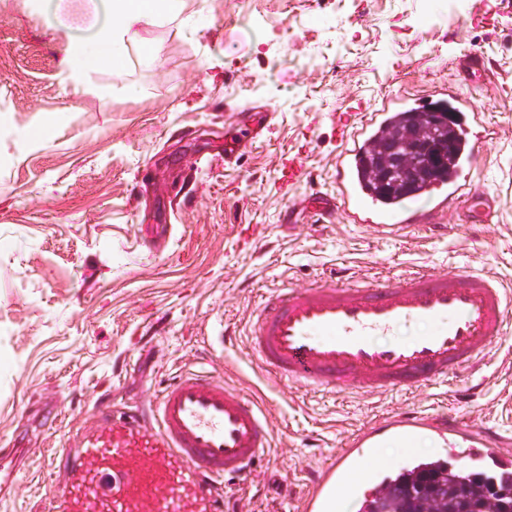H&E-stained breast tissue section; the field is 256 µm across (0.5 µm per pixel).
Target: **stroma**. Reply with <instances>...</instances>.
Instances as JSON below:
<instances>
[{"mask_svg": "<svg viewBox=\"0 0 512 512\" xmlns=\"http://www.w3.org/2000/svg\"><path fill=\"white\" fill-rule=\"evenodd\" d=\"M47 4L0 0V442L22 450L0 470L10 512H49L52 450L99 397L146 404L192 371L268 414L269 454L224 482L234 512H300L310 478L392 411L442 406L512 442V332L474 396L465 372L414 391L313 394L248 352L262 290L311 285L337 264L361 280L471 269L512 282V0H177V21L145 25L121 70L79 76ZM469 52L482 79L459 63ZM444 84L497 130L470 173L497 199L490 222L449 212L444 238L384 236L337 213L315 223L301 203L336 193L333 112ZM255 126L259 143L224 160L225 133ZM290 153L308 176L287 190ZM227 323L238 336L223 351Z\"/></svg>", "mask_w": 512, "mask_h": 512, "instance_id": "stroma-1", "label": "stroma"}]
</instances>
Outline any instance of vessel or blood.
<instances>
[{
	"label": "vessel or blood",
	"instance_id": "obj_1",
	"mask_svg": "<svg viewBox=\"0 0 512 512\" xmlns=\"http://www.w3.org/2000/svg\"><path fill=\"white\" fill-rule=\"evenodd\" d=\"M406 101L399 94L376 108L336 114L337 209L349 223L384 235L408 228L447 232L443 219L455 201L467 204L472 223L486 222L491 200L469 180L481 146L465 137L456 167L435 186L431 209L410 211L366 190L359 174L363 148ZM511 304V288L474 270L373 280L334 274L306 288L265 291L250 345L275 380L312 393L409 391L478 371L492 344L512 332ZM420 323L430 331L396 338V330ZM92 418L78 440L53 451L51 512H223L225 478L247 475L271 449L260 403L205 371L177 376L146 409L96 401ZM420 432L467 444L487 466L512 471V453L500 450L495 427L444 409L395 411L358 430L337 453L309 485L303 512H331L341 492L376 489L392 468L381 456L388 441L401 442L412 460L411 441Z\"/></svg>",
	"mask_w": 512,
	"mask_h": 512
}]
</instances>
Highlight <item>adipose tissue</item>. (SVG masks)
Here are the masks:
<instances>
[{
    "instance_id": "obj_1",
    "label": "adipose tissue",
    "mask_w": 512,
    "mask_h": 512,
    "mask_svg": "<svg viewBox=\"0 0 512 512\" xmlns=\"http://www.w3.org/2000/svg\"><path fill=\"white\" fill-rule=\"evenodd\" d=\"M175 0H109L110 19L98 26L93 40L74 45L65 59L75 74L100 64H118L126 46L141 42L143 24L167 23L177 17Z\"/></svg>"
}]
</instances>
